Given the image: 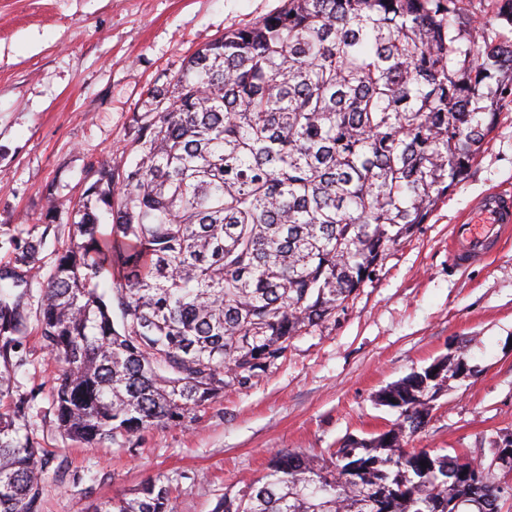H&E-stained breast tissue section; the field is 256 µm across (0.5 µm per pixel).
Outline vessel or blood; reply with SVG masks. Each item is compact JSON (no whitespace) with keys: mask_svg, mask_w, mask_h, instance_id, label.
Returning a JSON list of instances; mask_svg holds the SVG:
<instances>
[{"mask_svg":"<svg viewBox=\"0 0 512 512\" xmlns=\"http://www.w3.org/2000/svg\"><path fill=\"white\" fill-rule=\"evenodd\" d=\"M509 233H512V198L487 194L471 217L459 224L457 234L449 243L450 257L458 263L483 259Z\"/></svg>","mask_w":512,"mask_h":512,"instance_id":"vessel-or-blood-1","label":"vessel or blood"}]
</instances>
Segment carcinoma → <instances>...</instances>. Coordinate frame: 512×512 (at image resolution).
I'll return each instance as SVG.
<instances>
[{"mask_svg": "<svg viewBox=\"0 0 512 512\" xmlns=\"http://www.w3.org/2000/svg\"><path fill=\"white\" fill-rule=\"evenodd\" d=\"M150 98L133 163L90 162L42 286L56 428L88 446L184 423L335 317L468 174L512 103V37L463 0H286L198 49ZM41 224L0 262V406L12 408L0 413V512H41L44 494L10 381L54 209ZM464 364L443 358L383 389L398 416L375 436L272 453L218 512H512L496 472L406 448ZM92 512L175 504L149 477Z\"/></svg>", "mask_w": 512, "mask_h": 512, "instance_id": "carcinoma-1", "label": "carcinoma"}]
</instances>
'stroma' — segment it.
<instances>
[{"label": "stroma", "mask_w": 512, "mask_h": 512, "mask_svg": "<svg viewBox=\"0 0 512 512\" xmlns=\"http://www.w3.org/2000/svg\"><path fill=\"white\" fill-rule=\"evenodd\" d=\"M283 0H0V258L10 236L48 209L66 214L103 154L123 168L151 90L225 31ZM512 191V104L467 176L426 224L390 248L334 319L297 336L252 387L229 391L181 425L133 446L89 447L60 434L49 388L58 368L38 332L41 282L25 304L26 363L11 376L29 397V433L46 451L42 512H87L134 497L152 476L176 512H214L227 491L261 478L270 453H321L385 431L396 411L380 390L464 352L467 370L437 400L412 448L458 449L489 462L512 436V240L487 261L458 265L448 242L475 204Z\"/></svg>", "instance_id": "stroma-1"}]
</instances>
